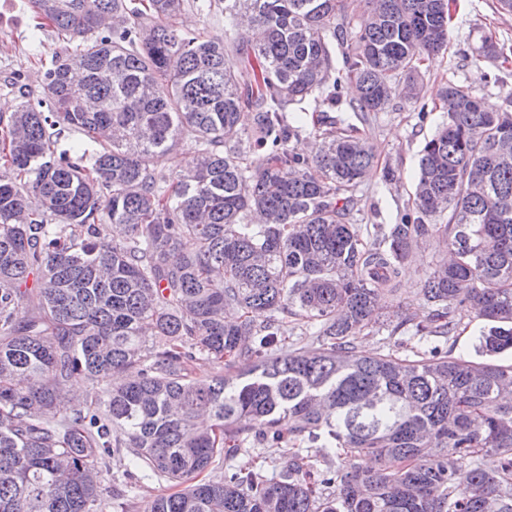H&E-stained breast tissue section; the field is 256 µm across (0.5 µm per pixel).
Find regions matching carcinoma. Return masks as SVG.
<instances>
[{
    "instance_id": "1",
    "label": "carcinoma",
    "mask_w": 512,
    "mask_h": 512,
    "mask_svg": "<svg viewBox=\"0 0 512 512\" xmlns=\"http://www.w3.org/2000/svg\"><path fill=\"white\" fill-rule=\"evenodd\" d=\"M29 2L63 47L0 114V512H98L107 456L172 483L155 512H512V95L490 112L447 82L413 212L371 230L350 214L374 149L334 116L346 81L363 117L417 98L455 0H366L361 24L348 0ZM188 6L250 35L181 33ZM478 56L509 61L487 37ZM67 130L85 140L61 150ZM429 233L454 255L420 280L435 315L392 316L446 338L470 313L478 360L358 354ZM288 315L315 343L288 349ZM199 357L220 371L194 378ZM73 378L95 400H66ZM238 421L284 445L275 475L200 478L248 443Z\"/></svg>"
}]
</instances>
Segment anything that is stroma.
Instances as JSON below:
<instances>
[{"label":"stroma","instance_id":"1","mask_svg":"<svg viewBox=\"0 0 512 512\" xmlns=\"http://www.w3.org/2000/svg\"><path fill=\"white\" fill-rule=\"evenodd\" d=\"M29 0H0V100L17 107L23 95L42 96V68L58 51L60 43L52 30L35 31ZM492 37L512 58V11L502 10L497 0H458L445 51L435 55L433 64L422 67L417 102L400 98L380 112L370 113L360 129L368 136L376 153L372 175L358 186V203L352 214L356 224H393L412 207L417 159L427 138L444 120L438 109L439 92L452 80L472 91L482 103L502 105L512 92V61L504 66L477 56L481 37ZM393 180H386L385 172ZM449 252L433 236H423L412 249L407 268L410 278L402 283L396 300L400 309L424 320L429 310L419 294L420 280L430 266L447 260ZM414 330L395 328L381 322L364 329L353 343L358 352L378 354L395 344L415 346ZM106 491L99 512H142L155 499L169 491L170 485L155 476L138 477L128 485L115 462H108L104 474Z\"/></svg>","mask_w":512,"mask_h":512}]
</instances>
